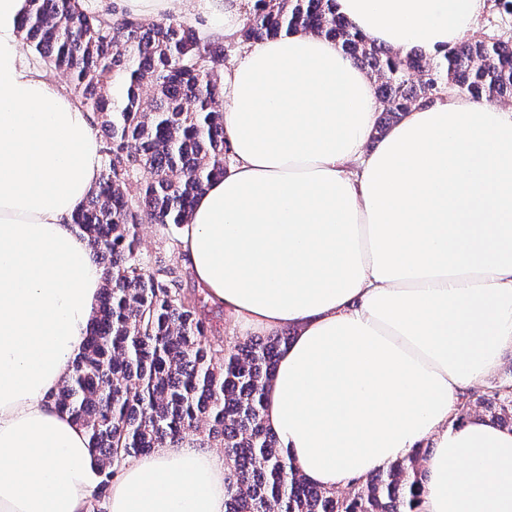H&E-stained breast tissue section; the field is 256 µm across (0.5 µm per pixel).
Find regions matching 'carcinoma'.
Returning a JSON list of instances; mask_svg holds the SVG:
<instances>
[{
  "label": "carcinoma",
  "instance_id": "obj_1",
  "mask_svg": "<svg viewBox=\"0 0 512 512\" xmlns=\"http://www.w3.org/2000/svg\"><path fill=\"white\" fill-rule=\"evenodd\" d=\"M24 39L101 131L98 185L73 216L103 268L105 288L82 353L54 404L86 431L104 479L124 461L183 443L219 446L230 462L225 512H417L429 452L415 448L387 470L352 481L347 492L310 483L263 419L265 390L290 336L211 339L201 299L182 288V268L149 270L139 226L176 242L195 198L221 178L224 47L205 44L173 18L146 22L86 0H28ZM304 31L334 41L380 81L376 134L445 92L486 103L512 101V40L478 36L428 57L368 43L336 14V0H254L239 39L260 42ZM480 416L512 428V384L457 405V419Z\"/></svg>",
  "mask_w": 512,
  "mask_h": 512
}]
</instances>
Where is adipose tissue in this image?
<instances>
[{
  "instance_id": "1",
  "label": "adipose tissue",
  "mask_w": 512,
  "mask_h": 512,
  "mask_svg": "<svg viewBox=\"0 0 512 512\" xmlns=\"http://www.w3.org/2000/svg\"><path fill=\"white\" fill-rule=\"evenodd\" d=\"M26 0H0V512H90L100 466L49 400L102 291L72 217L101 153L91 113L25 64ZM486 0H336L374 45L444 51ZM232 163L196 199L179 257L239 331H287L264 419L334 490L427 446L419 512H512V430L456 422L512 351V107L466 97L379 141L365 70L291 32L225 67ZM223 453L125 463L108 512H225ZM502 379L512 381V351H507L503 355L501 363L494 373L475 381L471 386L466 388L463 393H469L470 395L476 394L472 397V399H475L479 391H482L487 386L500 382Z\"/></svg>"
}]
</instances>
